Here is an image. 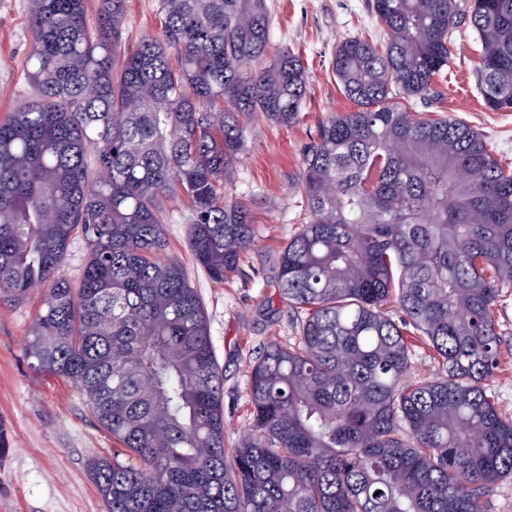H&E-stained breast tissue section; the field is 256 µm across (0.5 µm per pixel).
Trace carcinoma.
Segmentation results:
<instances>
[{"mask_svg": "<svg viewBox=\"0 0 512 512\" xmlns=\"http://www.w3.org/2000/svg\"><path fill=\"white\" fill-rule=\"evenodd\" d=\"M386 40L350 37L332 69L356 105L300 155L309 221L275 284L290 344L250 366L249 432L224 448V374L202 300L164 255L162 199L191 209L207 276L253 242L230 168L259 119L288 126L307 71L268 56L267 0H160L161 32L122 49L126 0H33L34 96L0 121V300L43 290L26 356L66 378L120 448L89 463L106 512H481L512 474V419L488 394L512 288V170L470 125L424 118L467 20L478 86L512 111V0H371ZM81 234L79 289L59 275ZM397 304L399 319L388 314ZM438 372L411 381L409 337Z\"/></svg>", "mask_w": 512, "mask_h": 512, "instance_id": "cac0c4a2", "label": "carcinoma"}]
</instances>
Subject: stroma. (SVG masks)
<instances>
[{"label":"stroma","mask_w":512,"mask_h":512,"mask_svg":"<svg viewBox=\"0 0 512 512\" xmlns=\"http://www.w3.org/2000/svg\"><path fill=\"white\" fill-rule=\"evenodd\" d=\"M268 5L271 47L298 53L308 84L298 122L249 126L246 150L230 171L228 199L250 205L255 231L239 273L223 283L211 281L189 251L187 200L171 197L161 203L167 253L181 261L203 300L224 373V445L229 449L250 424V363L263 344L285 343L297 334L296 319L280 301L271 276L276 256L306 221L296 192L302 176L300 150L327 113L355 108L332 72L336 44L355 36L377 43L385 38L370 0H268ZM122 28L130 48L142 37L158 34L159 0H127ZM31 39L29 0H0V120L33 95L26 77ZM480 56L475 33L466 27L456 30L448 68L435 81L436 95L411 99L409 107L431 118L451 117L474 126L494 157L512 169V111L486 107L476 77ZM41 296L36 289L22 303L0 302V429L7 436L0 454V512H105L88 464L111 456L115 441L95 420L77 386L50 373H35L25 355L26 334ZM495 318L502 341L490 393L499 411L512 416V290L502 294Z\"/></svg>","instance_id":"stroma-1"}]
</instances>
